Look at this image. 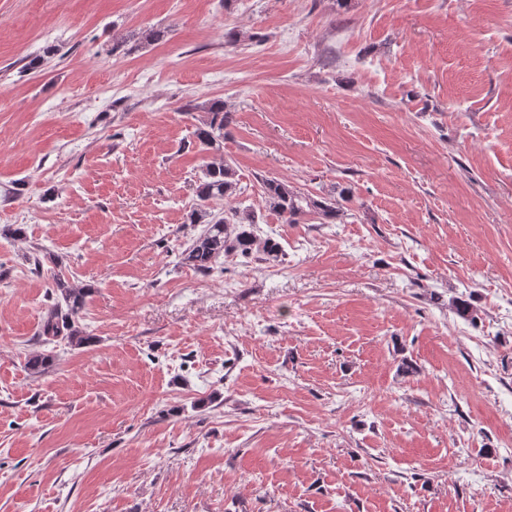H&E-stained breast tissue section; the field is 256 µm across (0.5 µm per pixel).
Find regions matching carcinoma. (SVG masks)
<instances>
[{"label":"carcinoma","instance_id":"carcinoma-1","mask_svg":"<svg viewBox=\"0 0 512 512\" xmlns=\"http://www.w3.org/2000/svg\"><path fill=\"white\" fill-rule=\"evenodd\" d=\"M204 111L207 116L196 128L195 137L200 146L208 150L224 141V129L231 122V113L221 100L212 101ZM262 185L265 208L287 224H298L307 216H315L323 224H332L340 216V204L333 196L315 198L303 195L286 180L265 178ZM237 189L236 171L229 161L221 159L205 166L197 185L199 204L189 217L190 223L203 224L205 228L181 253L180 263L208 273L222 258L230 255L254 257L265 263L282 261L284 252L280 243L257 233L254 212L232 208L224 219L212 216L210 202L226 201L236 194ZM55 293L57 298L50 306L41 330L43 342L51 344L60 338L72 346L90 343V337L81 335L78 329L79 315L85 307L89 289L74 288L58 278L55 280ZM52 362L53 357L48 354L33 355L26 361V368L30 374L40 375Z\"/></svg>","mask_w":512,"mask_h":512}]
</instances>
